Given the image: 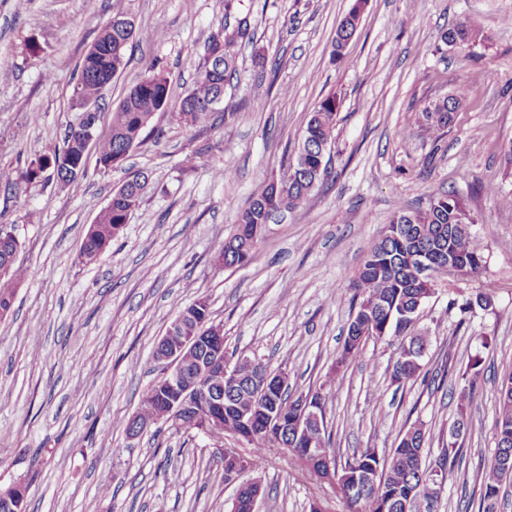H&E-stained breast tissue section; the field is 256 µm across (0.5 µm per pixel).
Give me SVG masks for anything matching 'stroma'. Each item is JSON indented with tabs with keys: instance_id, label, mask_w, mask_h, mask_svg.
Returning <instances> with one entry per match:
<instances>
[{
	"instance_id": "1",
	"label": "stroma",
	"mask_w": 512,
	"mask_h": 512,
	"mask_svg": "<svg viewBox=\"0 0 512 512\" xmlns=\"http://www.w3.org/2000/svg\"><path fill=\"white\" fill-rule=\"evenodd\" d=\"M352 4L242 0L254 38L236 48L237 71L211 126H186L173 108L157 113L153 132L112 170L88 150L77 191L46 174L18 187L0 182V224L13 226L16 262L29 271L0 319V487L26 484V512H231L235 488L219 449L236 439L154 426L132 440L122 428L163 372L156 341L181 307L204 297L229 358L286 371L293 393L318 389L347 334L365 254L396 211L448 190L473 213L485 262L439 282L419 313L428 380L391 385L394 346L367 341L337 379L326 423L341 456L391 448L404 427L422 424L435 462L466 415L472 430L438 512H466L478 500L496 447L494 390L512 371V0H367L338 56L336 30ZM117 13L152 36L134 41L103 90L101 136L148 71L167 76L173 102L192 89L222 31L224 0H0V169L25 170L79 122L71 101L79 62ZM459 20L482 28L475 51L442 46L441 31ZM459 90L452 126L429 140L423 105ZM328 96L339 111L326 176L265 226L248 264L216 266L239 212L285 170L308 114ZM134 171L148 178L142 204L95 263H81L89 225ZM482 293L489 306L460 312ZM475 356L480 374L461 409L460 376ZM256 477L265 488L257 512H310L315 501L346 510L284 449H270Z\"/></svg>"
}]
</instances>
